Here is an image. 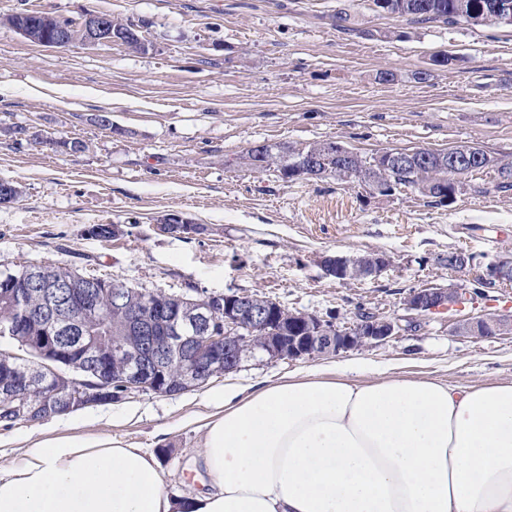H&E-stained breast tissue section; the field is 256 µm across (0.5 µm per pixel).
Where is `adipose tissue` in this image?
I'll use <instances>...</instances> for the list:
<instances>
[{"instance_id":"ef3b65f1","label":"adipose tissue","mask_w":512,"mask_h":512,"mask_svg":"<svg viewBox=\"0 0 512 512\" xmlns=\"http://www.w3.org/2000/svg\"><path fill=\"white\" fill-rule=\"evenodd\" d=\"M200 465L179 499L149 449L41 437L0 465V512H512V382L313 368L232 385Z\"/></svg>"}]
</instances>
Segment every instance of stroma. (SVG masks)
<instances>
[{
    "label": "stroma",
    "instance_id": "obj_1",
    "mask_svg": "<svg viewBox=\"0 0 512 512\" xmlns=\"http://www.w3.org/2000/svg\"><path fill=\"white\" fill-rule=\"evenodd\" d=\"M89 11L136 24L145 50L45 48L9 23L22 12L78 23ZM340 11L352 31L337 27ZM442 55L447 64H436ZM385 71L393 81H380ZM326 139L368 155L475 143L512 159V26L415 23L370 0H0V179L19 190L0 204V270L59 262L149 292L257 294L340 325L360 307L406 319L404 300L418 288L465 297L370 348L262 355L192 391H132L0 424V453L19 456L30 436H107L158 451L166 489L183 495L201 485L203 425L216 411L208 396L225 384L355 359L451 386L512 381L511 336L455 331L462 318L512 317V284L472 293L476 274L512 256V189H495L486 170L437 205L406 188L286 182L238 162L255 143L302 149ZM172 214L202 233L160 231ZM94 224L119 231L100 241L86 233ZM452 251L473 256V269H449ZM373 252L391 263L369 277L341 281L322 267L327 256Z\"/></svg>",
    "mask_w": 512,
    "mask_h": 512
}]
</instances>
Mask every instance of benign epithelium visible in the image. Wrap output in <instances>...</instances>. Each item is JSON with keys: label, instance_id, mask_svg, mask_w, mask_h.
I'll list each match as a JSON object with an SVG mask.
<instances>
[{"label": "benign epithelium", "instance_id": "benign-epithelium-1", "mask_svg": "<svg viewBox=\"0 0 512 512\" xmlns=\"http://www.w3.org/2000/svg\"><path fill=\"white\" fill-rule=\"evenodd\" d=\"M12 25L27 40L42 47L65 48L76 42L86 45L120 44L134 50L145 48V42L136 28H115L112 18L88 13L79 26L64 25L59 19L42 15L41 24L17 14ZM428 159L424 151L388 150L384 152L386 164L406 165L414 157ZM437 164L454 169L470 165L478 156L466 149H448L436 154ZM389 259L374 254L370 260L346 259L328 256L323 265L326 274L339 280H354L369 276L388 266ZM493 275H481L487 287L512 282V260L492 266ZM32 283L47 295L44 322L50 331L45 336L29 339L22 351L34 356L40 365L39 373L49 380L65 383L75 396L91 403L112 399V384L108 368H89L85 361L95 358L94 350L85 347L80 360L71 361L70 347L56 339L58 333L76 331L75 312H96L93 295L84 284L68 283L66 293L57 292L59 284L37 275ZM464 300L461 293L450 288L431 286L411 291L405 307L412 312L408 324L372 312L356 318L351 325H331L321 317L292 312L270 299H257L247 294H208L199 298L179 297L172 304L157 307L151 313L137 306L123 309L124 317L139 335L147 338L152 347L142 353L115 350L112 358L123 359L120 378L129 379L155 394L171 393L163 381L168 359L156 352L154 344L171 342V337L158 335L157 324L167 320L179 327L183 336V350L179 357L182 385L193 388L201 379L234 372L241 367L244 357L257 350L278 359L297 360L321 354L360 350L386 341L403 331L416 327L419 320L429 314ZM490 327L495 334L512 332V318L485 317L477 321L462 319L456 326L461 335L477 337L480 329Z\"/></svg>", "mask_w": 512, "mask_h": 512}]
</instances>
